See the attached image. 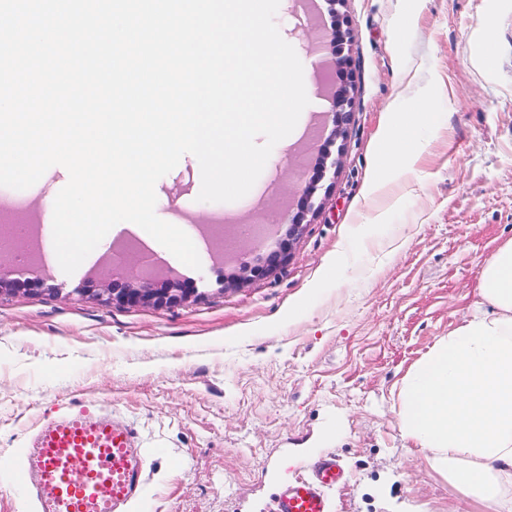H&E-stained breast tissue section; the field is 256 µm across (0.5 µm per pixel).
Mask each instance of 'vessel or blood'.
I'll use <instances>...</instances> for the list:
<instances>
[{"label":"vessel or blood","instance_id":"1","mask_svg":"<svg viewBox=\"0 0 512 512\" xmlns=\"http://www.w3.org/2000/svg\"><path fill=\"white\" fill-rule=\"evenodd\" d=\"M0 473L24 491L44 490L38 512H126L146 481L145 454L103 408L76 403L1 454ZM343 478L335 458L322 460L312 479L284 487L276 512H328L326 492Z\"/></svg>","mask_w":512,"mask_h":512}]
</instances>
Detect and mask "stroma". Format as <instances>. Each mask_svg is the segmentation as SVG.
Here are the masks:
<instances>
[{
  "label": "stroma",
  "instance_id": "obj_1",
  "mask_svg": "<svg viewBox=\"0 0 512 512\" xmlns=\"http://www.w3.org/2000/svg\"><path fill=\"white\" fill-rule=\"evenodd\" d=\"M328 9L280 0L309 104L251 191L197 203L190 154L155 186L160 219L177 203L184 231H205L201 269L158 244L119 266L98 247L73 275L39 277L0 246V453L72 402H103L146 451L127 512H275L279 489L330 456L345 480L329 512H448L459 492L404 436L398 392L512 240V0H344L353 107L320 179ZM409 127L419 159L368 195L380 134ZM313 177L321 210L265 272L292 190ZM244 265L256 273L236 283ZM142 269L175 303L106 300L110 281Z\"/></svg>",
  "mask_w": 512,
  "mask_h": 512
}]
</instances>
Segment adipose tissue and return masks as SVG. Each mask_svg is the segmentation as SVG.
<instances>
[{
    "label": "adipose tissue",
    "instance_id": "obj_1",
    "mask_svg": "<svg viewBox=\"0 0 512 512\" xmlns=\"http://www.w3.org/2000/svg\"><path fill=\"white\" fill-rule=\"evenodd\" d=\"M479 300L403 380L398 418L434 470L490 512H512V241L482 265Z\"/></svg>",
    "mask_w": 512,
    "mask_h": 512
}]
</instances>
